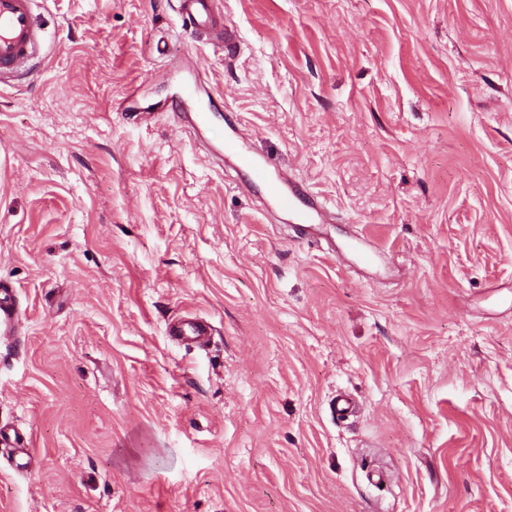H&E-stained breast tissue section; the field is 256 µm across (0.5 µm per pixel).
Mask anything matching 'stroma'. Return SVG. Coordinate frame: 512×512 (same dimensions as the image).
<instances>
[{
  "mask_svg": "<svg viewBox=\"0 0 512 512\" xmlns=\"http://www.w3.org/2000/svg\"><path fill=\"white\" fill-rule=\"evenodd\" d=\"M213 3L235 57L179 0L34 2L0 512H512V0ZM192 82L334 212L317 240L175 125ZM175 336H182L185 340L204 344L212 336V328L196 318H184L170 326Z\"/></svg>",
  "mask_w": 512,
  "mask_h": 512,
  "instance_id": "1",
  "label": "stroma"
}]
</instances>
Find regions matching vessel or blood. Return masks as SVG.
Here are the masks:
<instances>
[{
  "label": "vessel or blood",
  "mask_w": 512,
  "mask_h": 512,
  "mask_svg": "<svg viewBox=\"0 0 512 512\" xmlns=\"http://www.w3.org/2000/svg\"><path fill=\"white\" fill-rule=\"evenodd\" d=\"M34 0H0V79L29 75L42 58L44 36L33 13ZM183 21L193 29L207 27V39L222 45L225 53H235L237 43L232 33L218 27L211 16V0H179ZM175 122L193 137H200L207 122L201 112L176 108ZM223 162L244 170L251 184L264 187L272 204L291 215L305 236H313L317 225L329 224L333 214L316 197H304L302 183L283 173H273L268 161L252 158L242 139H223ZM174 335L204 344L212 335L208 324L195 318L177 321L171 327Z\"/></svg>",
  "instance_id": "obj_1"
}]
</instances>
